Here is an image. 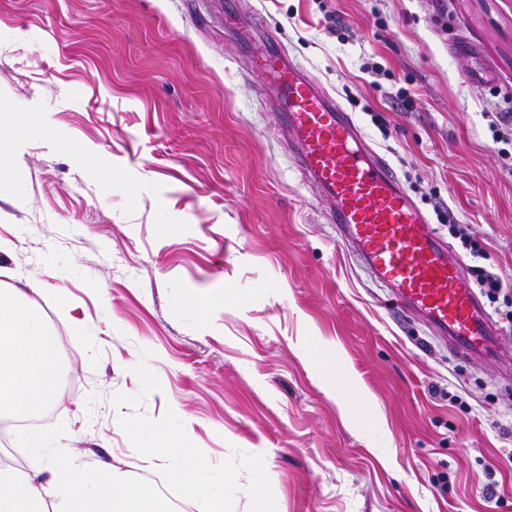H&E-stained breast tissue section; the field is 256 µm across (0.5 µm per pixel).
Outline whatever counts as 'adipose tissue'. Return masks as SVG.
I'll use <instances>...</instances> for the list:
<instances>
[{"instance_id":"obj_1","label":"adipose tissue","mask_w":512,"mask_h":512,"mask_svg":"<svg viewBox=\"0 0 512 512\" xmlns=\"http://www.w3.org/2000/svg\"><path fill=\"white\" fill-rule=\"evenodd\" d=\"M60 353L27 292L0 290V416L36 414L62 404ZM162 453L147 452L145 463L168 465L171 479L200 500L204 512H225L234 479L216 477L202 455H188L164 439ZM0 512H171L160 495L145 492L109 464H92L55 453L23 473L0 469Z\"/></svg>"}]
</instances>
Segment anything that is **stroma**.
Masks as SVG:
<instances>
[{"label":"stroma","mask_w":512,"mask_h":512,"mask_svg":"<svg viewBox=\"0 0 512 512\" xmlns=\"http://www.w3.org/2000/svg\"><path fill=\"white\" fill-rule=\"evenodd\" d=\"M228 14L351 114L420 208L469 225L512 310V162L487 119L512 113V0H0V125L33 128L0 182V286L38 279L71 399L0 429V463L37 465L40 439L179 496L142 461L176 408L187 447L234 475L230 512H255L256 458L268 512H512V378L345 251Z\"/></svg>","instance_id":"1"}]
</instances>
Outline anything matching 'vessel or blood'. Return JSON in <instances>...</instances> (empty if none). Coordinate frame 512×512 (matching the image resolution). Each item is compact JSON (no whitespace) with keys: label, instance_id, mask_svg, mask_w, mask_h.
Masks as SVG:
<instances>
[{"label":"vessel or blood","instance_id":"1","mask_svg":"<svg viewBox=\"0 0 512 512\" xmlns=\"http://www.w3.org/2000/svg\"><path fill=\"white\" fill-rule=\"evenodd\" d=\"M253 66L283 105L302 174L332 198V222L349 255L435 334L463 351L493 352L498 331L461 264L449 260L427 214L364 143L350 114L282 55L258 52Z\"/></svg>","mask_w":512,"mask_h":512}]
</instances>
